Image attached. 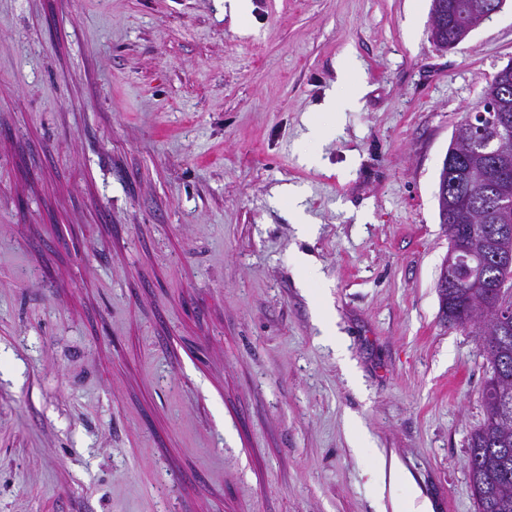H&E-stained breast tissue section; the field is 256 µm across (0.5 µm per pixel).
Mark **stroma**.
<instances>
[{"mask_svg": "<svg viewBox=\"0 0 512 512\" xmlns=\"http://www.w3.org/2000/svg\"><path fill=\"white\" fill-rule=\"evenodd\" d=\"M250 3L0 0V512H474L437 193L512 0L445 52L431 0Z\"/></svg>", "mask_w": 512, "mask_h": 512, "instance_id": "obj_1", "label": "stroma"}]
</instances>
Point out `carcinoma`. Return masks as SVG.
Segmentation results:
<instances>
[{
  "mask_svg": "<svg viewBox=\"0 0 512 512\" xmlns=\"http://www.w3.org/2000/svg\"><path fill=\"white\" fill-rule=\"evenodd\" d=\"M437 3L438 23L431 27L433 42L449 44L466 35L474 15L489 14L499 0H431ZM473 111L512 114V61L495 73L482 91ZM512 155L493 158L479 148L457 154L441 168L438 187L440 223L460 245L470 249L476 260L488 265L492 287L499 280L512 279V266L494 262L499 252L500 225L512 210ZM440 309L450 311L449 323L462 327L478 323L476 304L463 294L440 302ZM500 334L485 337L491 375L487 378L483 398L486 416L470 434L467 461L471 482L478 485L473 495L475 512H512V410L500 409V393H512V316L497 323Z\"/></svg>",
  "mask_w": 512,
  "mask_h": 512,
  "instance_id": "1",
  "label": "carcinoma"
}]
</instances>
